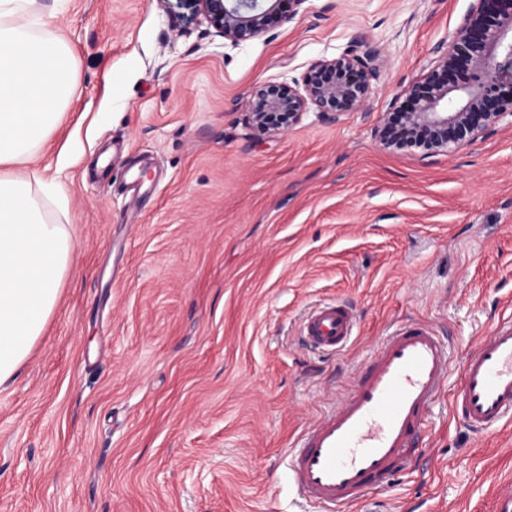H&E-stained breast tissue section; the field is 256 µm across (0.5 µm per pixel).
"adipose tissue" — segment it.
<instances>
[{"label": "adipose tissue", "instance_id": "1", "mask_svg": "<svg viewBox=\"0 0 512 512\" xmlns=\"http://www.w3.org/2000/svg\"><path fill=\"white\" fill-rule=\"evenodd\" d=\"M77 91L76 57L43 0H0V389L30 356L71 266L62 188L30 162L51 148Z\"/></svg>", "mask_w": 512, "mask_h": 512}]
</instances>
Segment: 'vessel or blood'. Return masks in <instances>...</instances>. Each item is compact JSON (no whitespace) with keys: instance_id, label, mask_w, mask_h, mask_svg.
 <instances>
[{"instance_id":"b4317fda","label":"vessel or blood","mask_w":512,"mask_h":512,"mask_svg":"<svg viewBox=\"0 0 512 512\" xmlns=\"http://www.w3.org/2000/svg\"><path fill=\"white\" fill-rule=\"evenodd\" d=\"M354 326L349 305L327 304L309 313L301 339L333 354ZM448 367L446 345L429 324H401L292 449L289 476L297 492L328 512H350L367 491L409 469ZM451 403L475 433L512 421V319L498 321L467 353Z\"/></svg>"}]
</instances>
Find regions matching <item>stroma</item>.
Here are the masks:
<instances>
[{
  "mask_svg": "<svg viewBox=\"0 0 512 512\" xmlns=\"http://www.w3.org/2000/svg\"><path fill=\"white\" fill-rule=\"evenodd\" d=\"M472 4L308 0L234 46L195 0H66L79 91L32 165L76 247L0 390V512H326L287 450L408 320L448 342V379L412 468L352 512H497L512 424L473 434L450 393L512 317V122L432 154L375 136ZM351 49L380 64L366 109L252 136L258 85ZM330 302L356 330L316 354L301 324Z\"/></svg>",
  "mask_w": 512,
  "mask_h": 512,
  "instance_id": "1",
  "label": "stroma"
}]
</instances>
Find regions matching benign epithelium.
<instances>
[{"instance_id": "7a95c632", "label": "benign epithelium", "mask_w": 512, "mask_h": 512, "mask_svg": "<svg viewBox=\"0 0 512 512\" xmlns=\"http://www.w3.org/2000/svg\"><path fill=\"white\" fill-rule=\"evenodd\" d=\"M207 25L234 46L254 41L270 22L294 19L308 0H197ZM467 74L464 83L458 75ZM379 78L377 58L354 50L317 61L302 83L269 82L253 93L245 124L257 137L275 136L298 124L309 108L334 119L367 105ZM394 111L399 129L377 131L388 148L409 139L439 152L448 143L487 136L512 118V0H475L455 37L422 81L412 85Z\"/></svg>"}]
</instances>
